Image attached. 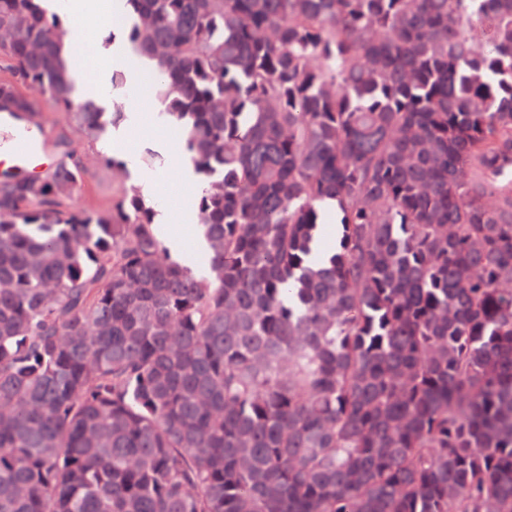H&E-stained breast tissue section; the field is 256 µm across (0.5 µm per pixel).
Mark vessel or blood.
Returning a JSON list of instances; mask_svg holds the SVG:
<instances>
[{
    "mask_svg": "<svg viewBox=\"0 0 512 512\" xmlns=\"http://www.w3.org/2000/svg\"><path fill=\"white\" fill-rule=\"evenodd\" d=\"M13 134L8 147L0 146V171L17 176L45 169L48 162V135L43 120L29 117L16 119L11 112L0 110V129Z\"/></svg>",
    "mask_w": 512,
    "mask_h": 512,
    "instance_id": "1",
    "label": "vessel or blood"
}]
</instances>
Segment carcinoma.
I'll list each match as a JSON object with an SVG mask.
<instances>
[{
    "label": "carcinoma",
    "instance_id": "cac0c4a2",
    "mask_svg": "<svg viewBox=\"0 0 512 512\" xmlns=\"http://www.w3.org/2000/svg\"><path fill=\"white\" fill-rule=\"evenodd\" d=\"M42 2L0 108L97 143ZM122 2L206 274L73 152L0 177V512H512V0Z\"/></svg>",
    "mask_w": 512,
    "mask_h": 512
}]
</instances>
